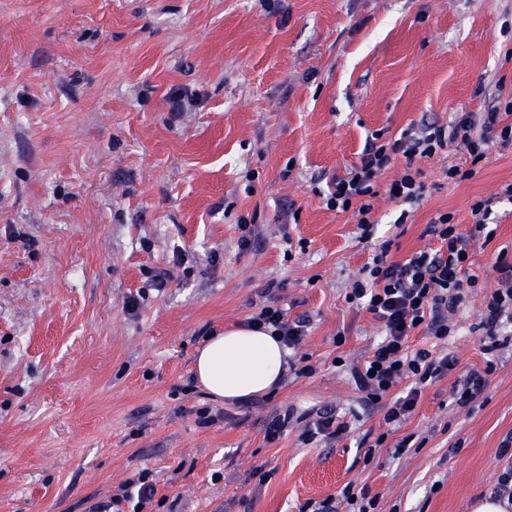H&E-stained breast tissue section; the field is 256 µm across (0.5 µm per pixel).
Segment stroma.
<instances>
[{"label": "stroma", "mask_w": 512, "mask_h": 512, "mask_svg": "<svg viewBox=\"0 0 512 512\" xmlns=\"http://www.w3.org/2000/svg\"><path fill=\"white\" fill-rule=\"evenodd\" d=\"M497 96H512V0H0V512H91L141 470L153 512H298L349 483L377 512H471L512 431V342L485 354L475 329L498 254L512 262V147L459 183L441 167L462 153L417 159L413 206L386 192L396 160L366 242L321 192L371 133L445 126ZM493 195L495 236L474 247L479 287L447 345L460 368H490L487 386L460 407L448 374L390 428L350 375L381 329L345 295L381 242L404 259L431 247L432 218L468 230ZM158 270L172 273L159 292ZM271 280L290 317L311 318L290 360L307 354L314 373L209 399L197 349ZM205 407L219 418L201 428ZM330 408L346 435L303 443L302 417Z\"/></svg>", "instance_id": "obj_1"}]
</instances>
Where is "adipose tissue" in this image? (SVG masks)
Segmentation results:
<instances>
[{"instance_id":"1","label":"adipose tissue","mask_w":512,"mask_h":512,"mask_svg":"<svg viewBox=\"0 0 512 512\" xmlns=\"http://www.w3.org/2000/svg\"><path fill=\"white\" fill-rule=\"evenodd\" d=\"M287 348L269 332L239 324L213 334L198 349L195 376L214 400L237 402L274 391Z\"/></svg>"}]
</instances>
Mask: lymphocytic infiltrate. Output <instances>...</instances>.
Instances as JSON below:
<instances>
[{
    "instance_id": "lymphocytic-infiltrate-1",
    "label": "lymphocytic infiltrate",
    "mask_w": 512,
    "mask_h": 512,
    "mask_svg": "<svg viewBox=\"0 0 512 512\" xmlns=\"http://www.w3.org/2000/svg\"><path fill=\"white\" fill-rule=\"evenodd\" d=\"M498 146H512V99L483 112L460 113L446 126L427 123L410 127L395 139L384 140L379 133H372L359 163L329 182L325 206L352 212L362 239H369L377 226L372 214L378 195L376 180L397 157H404L406 167L390 183L388 194L395 201L415 205L422 201L426 190L422 172L414 165L416 158L463 152L469 156L471 168L452 165L442 169L444 177L460 182L472 178L474 164L486 160ZM493 204L490 197L472 204L473 224L465 233L453 224L450 214L432 218L427 232L438 241L436 249L394 261L388 257L389 243H382L379 253L361 268L352 285L349 303L371 314L382 328L380 340L367 357L351 368L356 386L373 403L399 384L408 386L406 394L398 397L385 413L386 423L405 420L417 406L423 388L456 370L458 360L454 354L436 350L434 345L411 347L410 338L420 329L433 336L435 342L450 335L452 315L478 286L477 276L470 272L471 244L493 238L489 227ZM493 270L498 286L485 299L479 323L485 337L483 349L488 353L500 347L499 328L512 324V263L497 257ZM247 323L270 331L287 347L296 349L307 334L310 319L305 315L289 318L286 310L270 303L254 312Z\"/></svg>"
}]
</instances>
